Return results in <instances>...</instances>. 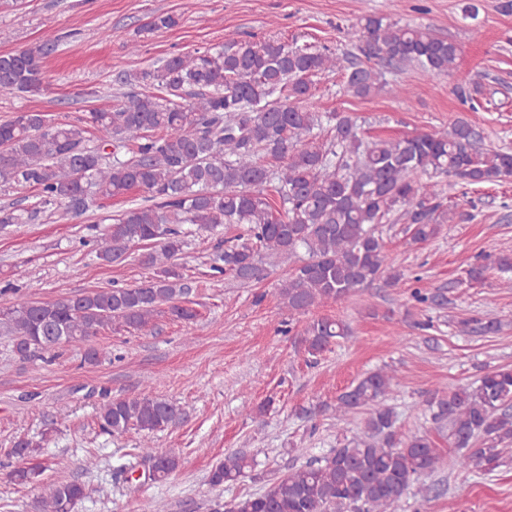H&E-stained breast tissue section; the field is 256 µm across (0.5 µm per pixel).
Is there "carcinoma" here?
Here are the masks:
<instances>
[{
    "label": "carcinoma",
    "mask_w": 512,
    "mask_h": 512,
    "mask_svg": "<svg viewBox=\"0 0 512 512\" xmlns=\"http://www.w3.org/2000/svg\"><path fill=\"white\" fill-rule=\"evenodd\" d=\"M179 24L173 14L153 16L143 32ZM360 50L377 66L353 63L346 92L367 97L384 88L383 69L413 64L423 76H448L459 46L428 27L402 25L385 13L362 16ZM56 49L42 43L0 55V97L35 94L44 83L43 60ZM343 67L327 48L280 38L232 37L205 51L177 54L158 65L122 72L131 87L106 110L76 121H56L24 111L0 123V187L30 188L31 209L0 207V226L28 224L39 215L63 219L87 212L95 198H115L138 189L149 205L113 216L98 249L101 260L122 262L131 248L149 245L142 263L154 275L126 288H97L69 298L24 300L0 309V334L12 337L23 358L37 350L81 345L104 330L151 327L165 308L191 321L189 289L177 260L188 237L224 224L240 229L238 243L215 255L211 269L245 285L266 276L264 260L305 255L280 289L288 318L326 302H340L376 282L396 287L394 266L381 224H404L412 244L436 238L445 224L470 219L464 204L444 203L439 179L465 185L512 181V152L484 144L472 124L398 140H365L347 112L314 109V77ZM157 86L165 96L137 92ZM327 123L330 137L314 129ZM279 161L277 169L263 158ZM511 274L512 253H485L466 270L480 285L487 272ZM415 300L440 309V290L413 292ZM463 331L495 335L494 318L461 321ZM350 335L349 325L328 316L310 321L301 343L316 357ZM393 369L371 372L336 397V421L363 416L348 444L268 479L256 492L216 503L214 512H395L396 504L442 465V453L426 434L403 435L389 399L397 384ZM437 430L460 451L462 469L493 472L512 458V368H494L453 390L436 389L425 400ZM182 415L162 398L107 399L97 412L105 433H145L141 457L149 478L166 480L178 457L150 445L151 435ZM254 460L224 456L211 471L214 486L248 476ZM86 497L77 482L44 488L42 512H73Z\"/></svg>",
    "instance_id": "obj_1"
}]
</instances>
